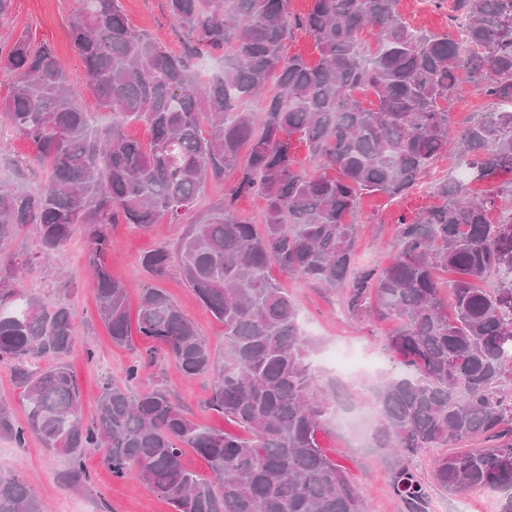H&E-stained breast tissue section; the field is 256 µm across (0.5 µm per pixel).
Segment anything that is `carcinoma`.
Listing matches in <instances>:
<instances>
[{
  "label": "carcinoma",
  "instance_id": "1",
  "mask_svg": "<svg viewBox=\"0 0 512 512\" xmlns=\"http://www.w3.org/2000/svg\"><path fill=\"white\" fill-rule=\"evenodd\" d=\"M186 33L174 51L134 27L119 0H80L71 38L87 90L112 122L91 129L82 93L68 83L50 45L25 34L0 46V71L14 77L0 113L31 141L46 166L44 189L0 188V361L14 363L25 424L0 403V433L28 436L68 458L67 477L86 479L83 454L106 448L112 475L135 476L174 512H367L362 491L322 449L319 435L340 405L311 369L316 342L303 335L288 290L270 265L328 290L347 289L349 311L390 320L387 349L404 367L375 389L380 420L370 438L389 460L390 487L405 512H431L430 483L450 495L489 492L512 512V0H454L463 40L411 27L396 0H312L301 20L288 0H167ZM319 54L287 56L294 26ZM375 36V43L363 37ZM224 55L202 79L196 61ZM490 102L450 133L458 76ZM375 98L364 105L358 93ZM258 101L259 116L245 109ZM131 120L152 133L142 144ZM331 173L310 175L292 141ZM467 177L431 183L437 204L403 220L394 259L380 272L355 266L362 192L405 194L439 158ZM234 176L224 201L190 222L177 256L182 275L224 324V352L160 288L140 296L138 331L151 346L123 379L106 383L86 421L66 364L75 342L66 306L36 297L18 314L20 274L45 265L77 231L87 244L97 314L122 345L127 293L103 263L112 226L179 221L209 181ZM474 180L487 183L474 192ZM256 191L261 223L240 218L234 198ZM27 226L37 249L6 246ZM160 247L141 265L166 276ZM453 278L442 280L441 274ZM453 315H448V310ZM163 358L185 378L213 377L208 406L242 428L236 436L197 424L147 367ZM44 359L51 360L41 366ZM205 459L210 476L182 464V449ZM430 448L426 479L412 466ZM0 512H42L27 483L0 473Z\"/></svg>",
  "mask_w": 512,
  "mask_h": 512
}]
</instances>
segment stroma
Listing matches in <instances>:
<instances>
[{
  "mask_svg": "<svg viewBox=\"0 0 512 512\" xmlns=\"http://www.w3.org/2000/svg\"><path fill=\"white\" fill-rule=\"evenodd\" d=\"M121 4L135 26L169 49L180 48L186 34L171 20L166 0H121ZM451 4L452 0H397L396 9L415 27L451 33L455 30L450 20ZM76 7V0H12L8 15L0 21V46L10 44L22 33L35 43L50 44L63 62L72 85L85 93L88 76L70 32ZM84 104L96 122H110V114L99 109L94 98L86 93ZM34 154L26 139L13 138L8 152L0 155V185L30 191L43 189L47 172L34 162ZM433 203L432 195L417 186L395 198L379 193L362 195L354 216L358 266L374 271L387 266L394 256L392 243L397 224ZM185 230V225L171 223L166 218L147 229L131 224L115 225L105 264L113 278L125 284L130 313H137L143 289L162 288L219 353L224 348V327L185 285L179 265H172L168 275L160 280L140 265L142 256L151 250L162 246L175 248ZM268 273L293 297L300 310L303 330L317 340L319 350L333 347L355 354L363 361V368L347 376L319 364L314 371L321 385L333 384L341 390L344 408L349 414L361 416L365 430H372L378 419L373 404L374 388L382 378L399 371L385 345L391 323L354 317L343 292L310 285L275 266ZM18 286L22 295L39 298L50 306L63 303L71 309L76 336L67 363L82 394L83 414L85 418H93L102 386L123 378L128 365L145 351L146 340L135 333L129 346L113 344L108 329L97 317L82 235H74L62 247L52 266L27 271ZM90 348L94 349L95 358L87 357ZM148 374L164 380L199 424L227 429L223 416L205 407L212 388L211 378H182L171 364L162 361L152 365ZM321 444L365 493L369 512H402V505L390 488L388 460L381 451L369 447L367 439L333 423L322 435ZM68 467L65 456L48 452L37 437H28L26 444L20 446L9 436L0 434V472L23 478L32 496L44 503L46 512H172L168 501L140 480L113 477L104 463L103 449L87 451L86 481L68 482Z\"/></svg>",
  "mask_w": 512,
  "mask_h": 512,
  "instance_id": "1",
  "label": "stroma"
}]
</instances>
